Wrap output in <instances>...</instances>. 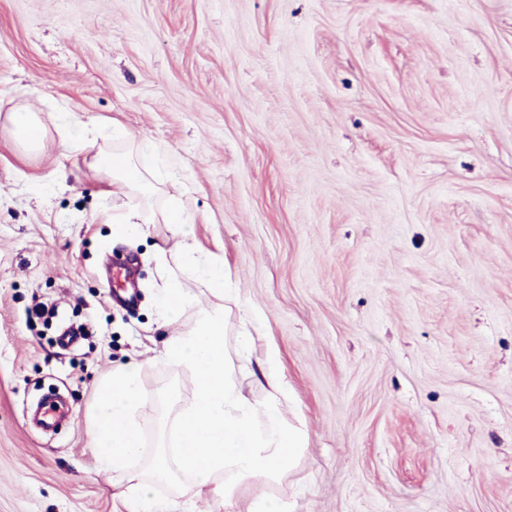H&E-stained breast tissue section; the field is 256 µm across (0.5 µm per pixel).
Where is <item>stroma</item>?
<instances>
[{"mask_svg": "<svg viewBox=\"0 0 512 512\" xmlns=\"http://www.w3.org/2000/svg\"><path fill=\"white\" fill-rule=\"evenodd\" d=\"M116 126L189 185L190 239L114 234L92 159ZM187 243L239 292L228 348L253 309L279 353L308 432L264 491L288 512H512V0H0V512H122L97 390L138 366L150 455L192 403L159 293L179 278L183 326L224 302L180 272ZM56 394L62 429L35 428ZM157 494L226 512L187 478ZM9 117L19 137L29 146L36 145L42 139L44 129L35 113L24 107H15L9 113Z\"/></svg>", "mask_w": 512, "mask_h": 512, "instance_id": "1", "label": "stroma"}]
</instances>
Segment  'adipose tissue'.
<instances>
[{
	"label": "adipose tissue",
	"instance_id": "adipose-tissue-1",
	"mask_svg": "<svg viewBox=\"0 0 512 512\" xmlns=\"http://www.w3.org/2000/svg\"><path fill=\"white\" fill-rule=\"evenodd\" d=\"M150 149L142 141L133 149L116 148L93 159L94 166L110 175L113 199L125 203L112 217L117 234L138 233L143 225L157 222L174 225L182 234L196 221L183 209L179 194L166 193L158 165L141 164V154ZM161 192L167 195L165 208L157 213L148 210L144 199ZM225 323V313L202 310L192 324L165 341L163 360L191 370L197 387L193 405L169 423L170 434L178 439L176 449H156L148 472L135 467L145 454L135 418L140 399L138 367H120L101 385L92 442L102 470L122 485L127 512H165L156 488L182 474L191 478L198 494L221 498L231 506L244 487L281 483L298 466L307 433L281 414L288 384L277 370L275 351L257 349L259 315L245 318L232 351L224 341ZM250 362L260 370L256 382L265 393L260 402L245 393L240 382Z\"/></svg>",
	"mask_w": 512,
	"mask_h": 512
}]
</instances>
